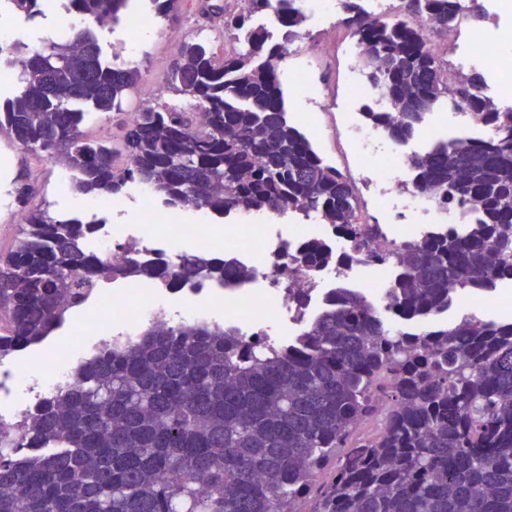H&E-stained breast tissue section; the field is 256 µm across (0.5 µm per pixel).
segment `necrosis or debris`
<instances>
[{
	"instance_id": "necrosis-or-debris-1",
	"label": "necrosis or debris",
	"mask_w": 512,
	"mask_h": 512,
	"mask_svg": "<svg viewBox=\"0 0 512 512\" xmlns=\"http://www.w3.org/2000/svg\"><path fill=\"white\" fill-rule=\"evenodd\" d=\"M219 233L233 244L226 252L227 257L241 262L260 260L256 286L191 280L181 283L175 291L162 281L142 288H123L116 283L99 287L80 308V319L71 325L62 345L36 359L21 356L14 365L0 364V436L20 435V425L33 405L61 388L74 385L81 358L90 345L100 341L133 344L152 323L173 321L171 297H178L188 307V315L180 319L185 325L202 321L217 327L242 328L254 321L277 325L295 311L296 305L287 289L270 290L266 284L273 268H294L293 258L307 240L323 238L338 256V263L326 268L329 275L343 274L358 264L346 240L324 232L318 224L298 225L296 233L288 238L274 233L270 225L260 224L255 235L246 241L240 235L239 225L228 224L219 231L211 224H172L165 210L157 206L143 209L137 234H129L118 226L100 225L92 246L114 265L126 259L123 245L127 242L135 243L144 259L162 258L173 263L180 254V241L203 240Z\"/></svg>"
}]
</instances>
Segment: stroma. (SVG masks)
<instances>
[{
    "label": "stroma",
    "mask_w": 512,
    "mask_h": 512,
    "mask_svg": "<svg viewBox=\"0 0 512 512\" xmlns=\"http://www.w3.org/2000/svg\"><path fill=\"white\" fill-rule=\"evenodd\" d=\"M496 14L467 23L460 29L459 40L448 61L457 56L468 57L469 69H477V61L469 57V33L494 42L512 43V0H495ZM136 11L151 17L152 26L137 31L127 29L123 23L94 29V37L105 60L117 65H129L140 70V90L150 93L154 105L187 106L188 96L171 91L164 75L179 47L178 41L168 39L170 29H179L194 36L210 38L216 53L232 49L236 40L232 31L218 33L216 23L195 22L185 0H175L174 19L155 16L150 0H133ZM326 8L333 14L338 26L334 38H323L313 21H305L302 36L287 45L278 62V74L285 94L289 120L311 141L326 162L352 180L360 173L353 166L356 142L349 136L351 127L363 123L364 100L354 96L348 88V69L351 60L348 49L353 42L341 21L345 16L343 0H326ZM78 17L65 8L47 4L46 11L37 16L11 13L9 20L0 21V32L37 49L46 35L60 38L78 25ZM306 73L305 96L295 91L297 74ZM24 178L33 190L31 202L52 214H69L84 220H99L103 224H118L135 228L147 200L137 186L126 187L122 196L111 204H89L86 197L73 192L63 176L61 167L43 158L14 148L7 139H0V255L9 252L19 240L22 227L15 222L17 206L14 201V182ZM482 320L502 321L512 318V311L490 307L476 302L474 296L453 299L448 310L435 317L438 325L453 323L463 316Z\"/></svg>",
    "instance_id": "stroma-1"
}]
</instances>
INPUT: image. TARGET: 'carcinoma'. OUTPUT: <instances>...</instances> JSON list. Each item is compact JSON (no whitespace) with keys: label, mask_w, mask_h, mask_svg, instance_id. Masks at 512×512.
Listing matches in <instances>:
<instances>
[{"label":"carcinoma","mask_w":512,"mask_h":512,"mask_svg":"<svg viewBox=\"0 0 512 512\" xmlns=\"http://www.w3.org/2000/svg\"><path fill=\"white\" fill-rule=\"evenodd\" d=\"M127 8L68 0L87 27L7 61L21 90L0 105V135L61 165L81 195L110 200L138 183L167 207L219 217L313 216L363 265L392 267L384 310L426 328L392 332L364 292L344 287L282 347L158 321L42 399L24 438L0 440V512H299L302 501L309 512H512V321L430 324L453 298L512 282V109L485 93L482 74H451L416 22L443 36L484 18L482 5L407 0L405 15L371 18L344 0L381 103L365 105L368 124L405 144L447 107L491 128L410 157L414 192L460 224L386 252L370 247L382 227L361 221L351 181L288 121L278 60L300 35L301 0H247L224 16L239 48L222 57L205 39L185 40L165 83L193 104L138 110L114 146L85 125L123 111L139 71L105 61L90 27ZM197 10L218 17L224 6L199 0ZM15 194L27 228L0 257V359L45 340L105 280L253 275L207 253L114 268L86 248L98 221L29 207L26 183ZM334 260L322 240L300 257L308 271Z\"/></svg>","instance_id":"obj_1"}]
</instances>
